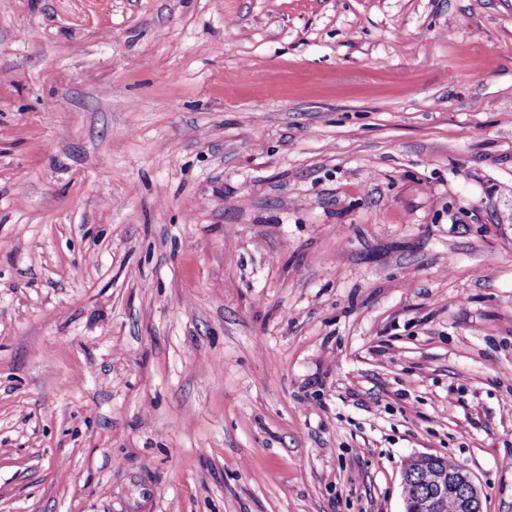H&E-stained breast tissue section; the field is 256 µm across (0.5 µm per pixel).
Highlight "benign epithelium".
Listing matches in <instances>:
<instances>
[{"label": "benign epithelium", "mask_w": 512, "mask_h": 512, "mask_svg": "<svg viewBox=\"0 0 512 512\" xmlns=\"http://www.w3.org/2000/svg\"><path fill=\"white\" fill-rule=\"evenodd\" d=\"M431 455L415 457L417 466H431V480L427 490L414 500H404V512H443L448 495L456 499L457 512H483V490L474 475L459 467L448 470L430 465Z\"/></svg>", "instance_id": "benign-epithelium-1"}]
</instances>
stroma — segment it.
Wrapping results in <instances>:
<instances>
[{
	"label": "stroma",
	"mask_w": 512,
	"mask_h": 512,
	"mask_svg": "<svg viewBox=\"0 0 512 512\" xmlns=\"http://www.w3.org/2000/svg\"><path fill=\"white\" fill-rule=\"evenodd\" d=\"M512 512V0H0V512ZM436 462L445 468L431 465V480L427 486V473L419 470L415 473L414 481L406 486V494L413 498L420 490H427L415 500L404 497V512H455V499L458 512H483V490L474 475L463 467H458L447 459L438 457ZM458 467L457 469H455ZM455 469V470H453ZM451 491L453 496H448ZM415 510V511H411Z\"/></svg>",
	"instance_id": "stroma-1"
}]
</instances>
